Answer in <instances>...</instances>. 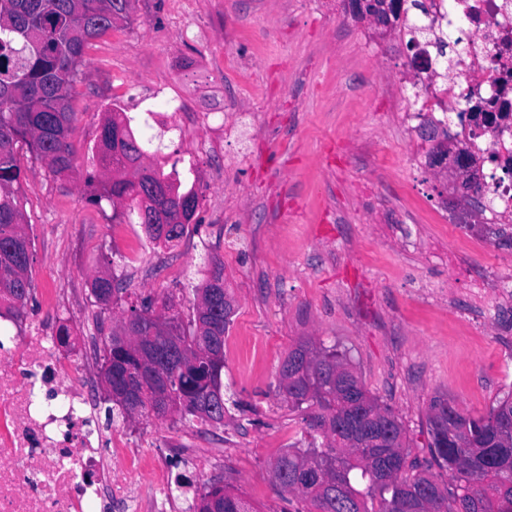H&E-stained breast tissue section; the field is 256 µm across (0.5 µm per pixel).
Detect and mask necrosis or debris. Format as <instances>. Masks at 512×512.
<instances>
[{
  "instance_id": "1",
  "label": "necrosis or debris",
  "mask_w": 512,
  "mask_h": 512,
  "mask_svg": "<svg viewBox=\"0 0 512 512\" xmlns=\"http://www.w3.org/2000/svg\"><path fill=\"white\" fill-rule=\"evenodd\" d=\"M436 28L459 39L445 79L412 69V102L397 114L415 141L409 163L427 162L424 131L434 127L479 166L480 207L448 208L439 223L476 237L512 222V0H426ZM464 118L451 116L450 106ZM88 343L58 353L37 332L0 341V512H161L172 489L171 461L197 463L188 448L162 454L113 429L102 441L86 410L94 380Z\"/></svg>"
}]
</instances>
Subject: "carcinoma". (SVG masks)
<instances>
[{
    "mask_svg": "<svg viewBox=\"0 0 512 512\" xmlns=\"http://www.w3.org/2000/svg\"><path fill=\"white\" fill-rule=\"evenodd\" d=\"M133 0H0V310L23 321L32 296L31 249L14 184L20 146L55 175L74 168L69 142L70 90L92 40L130 18ZM145 115L114 110L102 123L92 159L107 175L96 202L127 203L150 241L170 246L184 234L199 202L195 187L182 190L167 173V154L154 145ZM161 159L144 164L148 153ZM210 276L195 289L192 315L183 319L170 299L160 316L152 306L129 308L125 332L131 350L113 363V383L131 389L118 402L122 418L174 406L183 419L223 423L236 404L224 392V338L235 307L224 288V261L208 257ZM95 302L109 309L123 289L112 279L90 283ZM170 323L182 346L153 331ZM279 390L303 413L311 441L277 457L273 475L309 512H512V394L485 415L470 416L436 396L427 417L431 460L451 475L452 487L431 479L429 468L407 461L403 431L392 410L369 394L336 349L301 342L283 362ZM322 443H317V438Z\"/></svg>",
    "mask_w": 512,
    "mask_h": 512,
    "instance_id": "1",
    "label": "carcinoma"
}]
</instances>
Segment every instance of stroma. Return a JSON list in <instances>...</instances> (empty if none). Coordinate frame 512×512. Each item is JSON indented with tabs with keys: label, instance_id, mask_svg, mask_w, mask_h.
<instances>
[{
	"label": "stroma",
	"instance_id": "1",
	"mask_svg": "<svg viewBox=\"0 0 512 512\" xmlns=\"http://www.w3.org/2000/svg\"><path fill=\"white\" fill-rule=\"evenodd\" d=\"M343 4L320 0H135L130 22L93 40L72 90L74 173L56 176L27 151L18 195L32 243L25 329L67 325L109 345L129 308L170 297L188 313L205 258L224 260L235 314L224 385L237 400L213 425L145 414L124 428L159 448L202 446L200 466L173 467L177 494L233 488L256 512H304L270 470L305 437L301 412L277 390L289 350L334 348L402 423L410 460L430 458L427 415L444 396L487 413L512 390V282L478 285L485 246L438 223L451 189L411 173L397 124L412 51L386 34L376 55ZM214 124L243 114L248 132L201 151L211 126H182L179 100ZM155 111L168 151L193 156L200 204L174 246L151 243L123 207L90 201V157L107 112ZM251 161H232L240 151ZM124 287L101 309L93 276Z\"/></svg>",
	"mask_w": 512,
	"mask_h": 512
}]
</instances>
